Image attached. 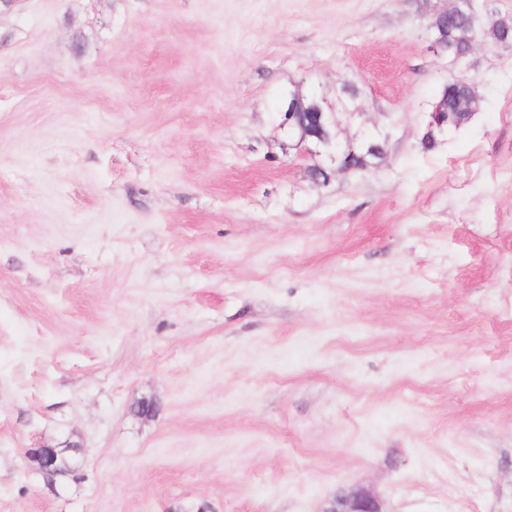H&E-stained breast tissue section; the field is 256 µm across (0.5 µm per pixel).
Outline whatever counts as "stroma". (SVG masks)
Segmentation results:
<instances>
[{"label":"stroma","mask_w":512,"mask_h":512,"mask_svg":"<svg viewBox=\"0 0 512 512\" xmlns=\"http://www.w3.org/2000/svg\"><path fill=\"white\" fill-rule=\"evenodd\" d=\"M431 7L0 11V512H512V48ZM346 83L384 156L316 185L280 95ZM454 84H464L466 89L471 92V95L464 101V109L472 110L476 103V93L474 83L466 77H458L453 80ZM466 89L462 87L448 86V101L446 107L448 112H454L457 122H461L467 115L468 119L471 117L472 112H456V104L460 97L466 93ZM63 448H79L78 444L68 442L63 446L45 444L38 448H31L28 450L30 458H32L38 465V469L46 475L53 476L60 472V467L57 465L59 457L65 453ZM63 461V458H62ZM325 512H384L379 499L368 489L340 491Z\"/></svg>","instance_id":"35a3bbf8"}]
</instances>
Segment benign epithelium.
I'll return each mask as SVG.
<instances>
[{
    "label": "benign epithelium",
    "mask_w": 512,
    "mask_h": 512,
    "mask_svg": "<svg viewBox=\"0 0 512 512\" xmlns=\"http://www.w3.org/2000/svg\"><path fill=\"white\" fill-rule=\"evenodd\" d=\"M450 15L462 20V25L458 28L460 37L473 42L477 41V35L491 34L497 28L486 0L482 3L478 0H451L449 5L431 15V21L428 24L431 46L445 54L448 53V28L444 27L437 31L434 26L440 19L448 20ZM454 83L465 85L471 92L464 101V111L455 113L457 121L460 122L467 116V111L475 106V86L466 77H458L454 79ZM280 114L279 126L288 133V138L296 141V147L304 146L311 154L323 158V162L307 168V175L311 182L323 183L334 173L354 171V168L346 166L343 160V157L353 152V146H343L339 142L343 123L350 120L354 113L338 112L333 103L316 96L305 97L299 93H288L283 96ZM445 124L442 106L434 105L429 112L426 134L432 137L437 132H444ZM72 447L74 444L70 442L63 447L45 444L29 449L28 454L41 472L53 476L60 472V467L57 465L59 457L65 453V449ZM325 512H383V510L379 499L370 490L358 488L338 492Z\"/></svg>",
    "instance_id": "obj_1"
}]
</instances>
